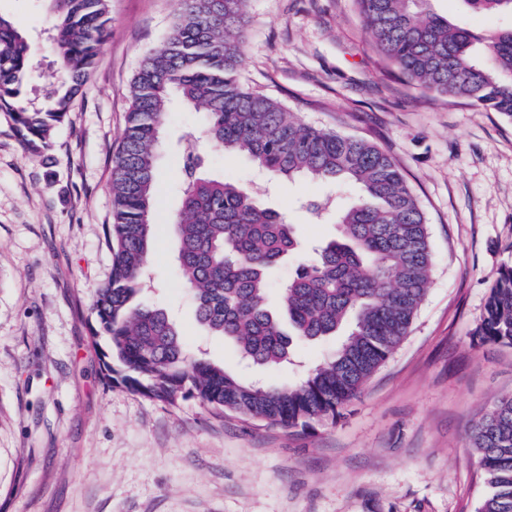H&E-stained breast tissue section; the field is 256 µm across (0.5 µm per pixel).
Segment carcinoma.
Returning a JSON list of instances; mask_svg holds the SVG:
<instances>
[{
  "label": "carcinoma",
  "instance_id": "1",
  "mask_svg": "<svg viewBox=\"0 0 512 512\" xmlns=\"http://www.w3.org/2000/svg\"><path fill=\"white\" fill-rule=\"evenodd\" d=\"M44 2L66 76L46 110L25 95L29 45L0 15V112L33 154L51 147L53 129L91 74L110 22L108 0ZM424 2L357 0L373 50L393 73L426 93L466 99L512 118V29L483 37L424 9ZM461 2L475 13H512V0ZM245 5L246 0H181L171 31L134 79L127 127L112 161V273L97 291L95 314L109 344L104 357L119 363L106 369L131 390L172 405L186 389L222 412L307 428L336 420L400 346L428 291L433 256L424 213L387 152L367 140L309 126L241 83ZM175 101L204 113L199 137L205 143L243 155L273 177L358 188L341 209L330 199L307 203L317 216L335 211L339 235L299 264L274 311L269 277L299 250L295 225L264 206L252 189L198 173L201 157L194 147L183 156L172 232L179 276L197 321L235 342L240 357L257 367L289 363L296 341L344 333L334 355L298 382L249 383L220 364L189 361L166 312L132 304L147 277L160 131ZM474 339L512 346V266L500 271L491 288ZM469 442L489 488L478 512H512V395L473 420Z\"/></svg>",
  "mask_w": 512,
  "mask_h": 512
}]
</instances>
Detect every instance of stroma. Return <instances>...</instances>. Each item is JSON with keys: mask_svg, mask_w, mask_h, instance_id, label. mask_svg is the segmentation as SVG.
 Wrapping results in <instances>:
<instances>
[{"mask_svg": "<svg viewBox=\"0 0 512 512\" xmlns=\"http://www.w3.org/2000/svg\"><path fill=\"white\" fill-rule=\"evenodd\" d=\"M110 34L51 149L30 155L0 113V512H477L486 493L467 429L512 394V347L477 345L490 289L512 266V119L424 94L389 74L355 0H248L242 84L307 124L363 138L397 162L426 218L428 293L409 335L336 421L287 430L185 396L169 405L110 381L95 291L110 278L112 159L144 57L179 0H109ZM429 9L476 33L508 16ZM30 45L28 97L63 79L43 0H0ZM163 129L150 256L155 288L190 356L244 380L283 385L332 354L341 336L298 344L295 362L248 367L195 318L169 224L180 206L182 134L202 113L173 105ZM205 172L260 189L303 245L337 235L303 201L354 186L276 179L245 157L199 144Z\"/></svg>", "mask_w": 512, "mask_h": 512, "instance_id": "stroma-1", "label": "stroma"}]
</instances>
